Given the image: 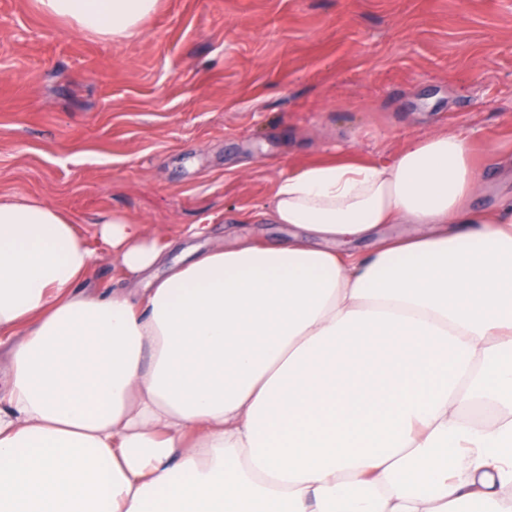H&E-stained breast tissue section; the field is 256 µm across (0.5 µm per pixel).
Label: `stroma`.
Returning a JSON list of instances; mask_svg holds the SVG:
<instances>
[{
	"instance_id": "obj_1",
	"label": "stroma",
	"mask_w": 512,
	"mask_h": 512,
	"mask_svg": "<svg viewBox=\"0 0 512 512\" xmlns=\"http://www.w3.org/2000/svg\"><path fill=\"white\" fill-rule=\"evenodd\" d=\"M436 131L473 145V206L512 194V0H160L121 40L0 0V195L83 231L126 214L171 260L288 243L296 228L238 213L311 163L375 164Z\"/></svg>"
}]
</instances>
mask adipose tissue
Listing matches in <instances>:
<instances>
[{"label":"adipose tissue","mask_w":512,"mask_h":512,"mask_svg":"<svg viewBox=\"0 0 512 512\" xmlns=\"http://www.w3.org/2000/svg\"><path fill=\"white\" fill-rule=\"evenodd\" d=\"M38 3L115 39L158 6ZM482 184L458 132L315 162L239 219L319 246L171 263L125 214L0 197V512H512V195ZM382 224L431 231L337 250ZM105 257L144 287L79 290Z\"/></svg>","instance_id":"1"}]
</instances>
